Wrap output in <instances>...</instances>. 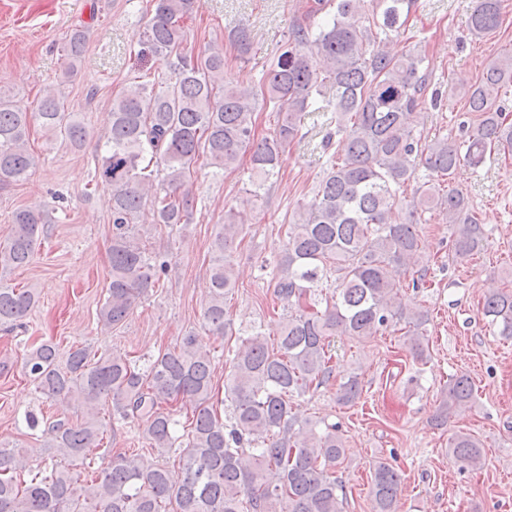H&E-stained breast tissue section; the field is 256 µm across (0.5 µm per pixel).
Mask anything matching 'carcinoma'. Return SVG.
Segmentation results:
<instances>
[{
	"label": "carcinoma",
	"instance_id": "carcinoma-1",
	"mask_svg": "<svg viewBox=\"0 0 512 512\" xmlns=\"http://www.w3.org/2000/svg\"><path fill=\"white\" fill-rule=\"evenodd\" d=\"M414 6L415 0H308L256 93L224 80L223 50H181V22L196 0H154L141 56L175 57L173 76L138 83L112 101L97 172L112 217V275L98 316L103 327L122 326L135 300L155 287L167 267L160 256L146 257L135 234L137 213L149 204L155 223L182 232L193 218L194 199L185 186L199 159L224 171L249 155L258 197L279 174L288 147L305 137L304 115L328 110L336 113V131L326 144L344 138L345 154L330 158L313 199L295 212L275 261L273 293L289 308L278 341L269 343L257 330L239 338L233 351L224 384L230 420L221 418L213 401L214 357L192 333L145 368L85 345L70 346L61 366L58 344L41 342L24 358L25 375L48 398L77 400L84 416L75 425L60 419L43 430L52 463L36 470L26 450L0 440V512H344L346 496L332 476L346 452L338 426L299 419L293 400L329 383L332 336H373L403 320L411 356L427 359L428 312L396 302V276L422 258L421 215L435 212L452 226L453 256L468 258L485 239L484 225L468 197L442 183L462 164L483 165L494 149L512 155V123L497 105L502 89L512 87V54L489 64L467 90V110L479 113L480 121L461 141L427 142L411 128L426 101L425 55L415 47L393 53L386 43L399 36L401 17ZM500 20L501 0H475L469 19L474 35L496 31ZM230 39L241 55L251 52L246 29L231 30ZM86 42V31H71L64 46L67 72L77 67ZM279 101L288 112L272 135L256 139L259 103ZM34 121L47 133H63L75 148L86 137L49 87L32 109L1 95L0 185L22 181L34 168L27 146ZM420 168L426 171L421 180ZM416 180L412 200L400 196ZM49 223L41 207L14 212L10 234L0 243V269L28 263ZM241 232L233 210L225 211L211 245L202 312L212 336L224 337L229 326L226 299L236 285L230 256ZM321 303L324 310H316ZM35 304L30 289L0 283V326L24 327ZM483 313L500 335L512 338V289L488 294ZM362 393L359 378L351 376L339 384L336 399L351 406ZM473 397L471 378L454 376L434 425L444 426ZM107 403L117 419L138 421L149 448H182L178 468L146 467L138 455L123 452L84 472L87 452L103 440L99 413ZM183 410L182 423L174 416ZM482 448L469 433L448 443L463 468L481 464ZM400 485L397 469L378 463L371 477L373 512H398Z\"/></svg>",
	"mask_w": 512,
	"mask_h": 512
}]
</instances>
